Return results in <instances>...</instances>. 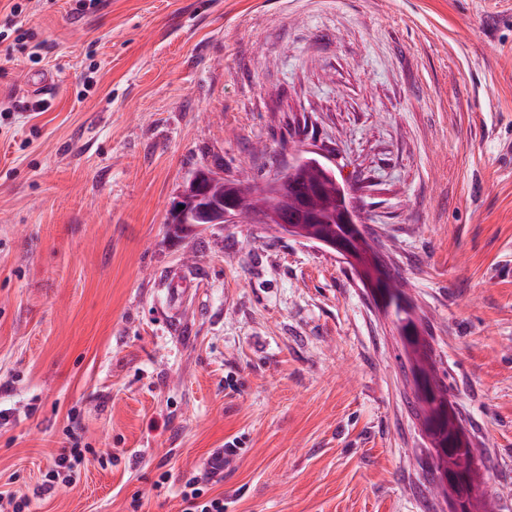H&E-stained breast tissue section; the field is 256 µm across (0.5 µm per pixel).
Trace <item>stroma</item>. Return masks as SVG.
Masks as SVG:
<instances>
[{"label": "stroma", "instance_id": "stroma-1", "mask_svg": "<svg viewBox=\"0 0 512 512\" xmlns=\"http://www.w3.org/2000/svg\"><path fill=\"white\" fill-rule=\"evenodd\" d=\"M74 5L0 0L24 34L0 44V491L75 445L77 485L30 512H182L194 475L224 512H448L353 269L259 224L169 230L201 166L261 184L311 148L512 512V0Z\"/></svg>", "mask_w": 512, "mask_h": 512}]
</instances>
